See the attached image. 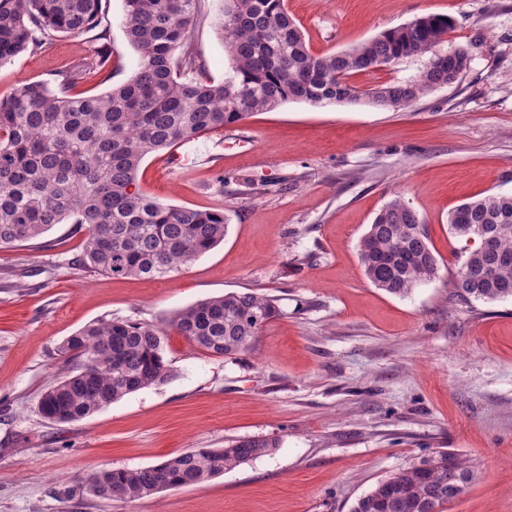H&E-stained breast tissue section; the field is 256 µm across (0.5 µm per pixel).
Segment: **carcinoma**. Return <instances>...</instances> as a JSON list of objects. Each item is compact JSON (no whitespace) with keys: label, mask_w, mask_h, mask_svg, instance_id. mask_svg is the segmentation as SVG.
Instances as JSON below:
<instances>
[{"label":"carcinoma","mask_w":512,"mask_h":512,"mask_svg":"<svg viewBox=\"0 0 512 512\" xmlns=\"http://www.w3.org/2000/svg\"><path fill=\"white\" fill-rule=\"evenodd\" d=\"M126 35L139 52L128 82L100 96L59 94L43 82L21 83L0 97V245L41 237L68 221L85 232L81 263L112 277L160 278L213 249L228 231L222 210L165 205L136 186L150 154L204 131L235 125L289 100L312 104L367 103L408 108L469 68L470 50H439L453 20L427 14L349 49L314 53L289 16L285 0H225L221 30L229 73L202 74L187 41L201 19L200 0H123ZM102 0H0V65L43 45L53 34L80 36L98 28ZM417 57V75L362 90L361 72ZM198 71L185 77L182 68ZM450 233L466 243L465 299H512V194L470 199L448 214ZM365 277L397 297L437 278L439 260L417 212L389 200L359 244ZM280 314L277 299L228 292L179 310L171 329L197 347L231 358L249 349L260 326ZM161 328L100 320L68 337L59 352L69 374L48 386L39 410L58 423L81 420L137 390L167 382ZM273 438H243L223 448H192L160 463L165 478L201 484L270 453ZM474 479L467 461L438 451L390 474L360 497L351 512H439ZM86 492L135 501L161 492L153 469L100 468Z\"/></svg>","instance_id":"carcinoma-1"}]
</instances>
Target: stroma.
Listing matches in <instances>:
<instances>
[{
    "mask_svg": "<svg viewBox=\"0 0 512 512\" xmlns=\"http://www.w3.org/2000/svg\"><path fill=\"white\" fill-rule=\"evenodd\" d=\"M188 47L207 77L229 69L218 22L201 0ZM110 77L86 70L75 90L130 80L139 54L122 0H105ZM314 51H339L426 14L454 20L442 51L471 49L467 71L412 107L291 100L202 133L216 160L173 166L147 156L137 185L171 206L223 210L224 241L159 280L113 278L79 263L72 224L0 247V512H351L380 480L433 452L467 459L476 478L444 512H512V300L464 301L452 283L464 243L448 213L465 198L512 194V0H286ZM91 34L56 35L0 65V96L87 62ZM401 197L426 226L438 277L407 297L375 288L358 258L379 210ZM277 298L282 310L229 359L163 336L173 377L61 424L38 409L67 372L58 346L102 319L158 327L227 292ZM278 448L191 487L127 502L83 488L101 467L143 468L240 438Z\"/></svg>",
    "mask_w": 512,
    "mask_h": 512,
    "instance_id": "35a3bbf8",
    "label": "stroma"
}]
</instances>
